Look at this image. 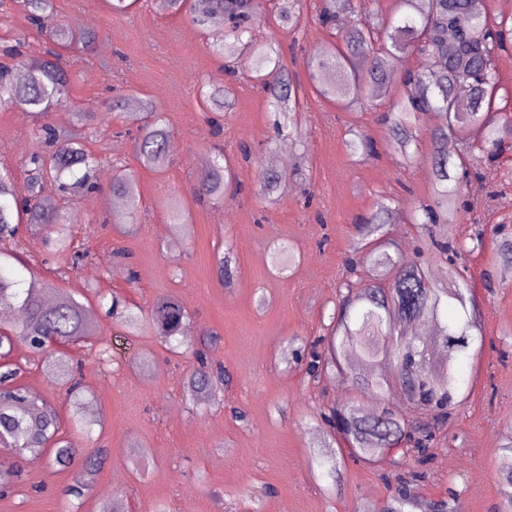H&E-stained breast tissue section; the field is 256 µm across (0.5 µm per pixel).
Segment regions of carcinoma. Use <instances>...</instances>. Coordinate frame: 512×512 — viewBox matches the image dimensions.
I'll use <instances>...</instances> for the list:
<instances>
[{"mask_svg":"<svg viewBox=\"0 0 512 512\" xmlns=\"http://www.w3.org/2000/svg\"><path fill=\"white\" fill-rule=\"evenodd\" d=\"M282 17L293 29L301 27L304 0H287ZM174 12L184 11L197 27L207 30L214 19L224 20V33L216 36L213 51L229 61L244 60L255 79L269 97L274 111L293 124L299 112L301 84L290 77L282 64L280 48L273 37L259 40L252 31L261 21L262 0H163ZM30 23L47 30L49 39L68 53H87L96 35L77 31L54 21L52 0H23ZM355 0H322L319 22L332 29L333 41L310 52L306 67L318 97L332 100L345 108L376 100L377 90L390 75L387 66L396 57L417 53L428 58L426 69L407 71L401 90L390 100L388 130L407 161L415 159L408 152L416 141L419 125L427 122L433 141L441 145L429 157L434 176L433 195L414 205L415 223L429 229L440 220L456 221L460 210L457 201L462 193L460 177L454 170L467 172L464 157L477 153L492 162L507 139H512V110L496 107L499 76L493 57L503 47L502 28L489 20L486 0H400L401 17L387 24L375 25L367 20L350 28H336L341 15L355 11ZM9 60H0V108H21L37 116L69 102L72 75L62 54L47 51V58L32 64L15 61L21 55L23 39L15 38ZM331 70L336 79L323 81ZM459 137L465 155L459 162L448 159V136ZM172 131L156 117L133 137L136 158L141 167L162 170L170 164ZM38 147L26 156L24 164L34 184L32 195L20 200L14 193L12 168L0 165V241L16 238L19 224H36L44 232L43 244L52 258L76 267L88 258L72 241V225L59 210L44 206L38 194L51 183L61 193L81 196L96 191L93 177L98 158L73 133H60L44 125L37 137ZM241 154L254 163L259 190L269 202L280 187L282 173L270 160L255 159L243 145ZM138 172L119 166L112 177V193L126 201L124 211L114 217L116 224L137 222ZM235 182L224 155L215 156L201 177L198 193L212 200L224 199L226 188ZM395 208L383 202L378 212L356 226L360 238L354 244V263L365 264L375 272L376 281L359 286L346 283L348 298L334 324L326 352L312 355L309 373L319 378L330 372L352 376L355 387L368 396L374 408L358 411L346 403L324 420L333 429L334 443L313 450L329 473L338 471L339 446L364 461H376L399 449L402 442L410 447L405 454L424 460L432 456L436 430L443 426L448 410L455 406L460 389V363L467 357L471 330L476 322L462 325L440 324V311L446 299L466 307L467 300L459 288H434L429 281L427 261H410L401 257L397 245L383 240L379 231L394 220ZM435 258L448 265L452 280L460 277L457 263L465 247L449 240L430 238ZM293 249L282 241L270 251L271 265L281 271L290 267ZM235 262L233 246L225 245L216 256L219 277L230 287L231 264ZM22 281L0 265V308H12L19 319L11 324L12 334H0V349H13L20 339L29 349L44 356L43 371L48 381L64 393L71 426L90 434L98 419L87 414L88 397L76 378L77 362L69 353L71 346L97 335L87 306L71 296L45 302L41 287ZM110 314L119 318L128 333L155 336L172 343L182 334L190 314L174 294L159 297L150 309L112 300ZM431 320L437 323L436 336H412L396 328L397 320ZM439 343L448 357L444 371L437 375L430 366L428 345ZM369 363L367 377L353 376L349 366L351 354ZM195 367L189 375L188 394L197 401H211L217 385L224 383V366L208 361L201 350H191ZM391 364V378L382 375ZM22 368L17 364L0 365V447L18 456L45 458L51 466L66 467L75 460L82 462L86 479L67 489V495L80 501L91 490L95 477L110 460L107 448H76L63 437V425L57 409L30 394L18 383ZM397 387L408 405L433 421L409 419L396 411L386 396ZM338 448H333V445ZM500 492L503 512H512V441L501 448L499 461ZM419 503L413 485L400 481L393 495L379 512H411Z\"/></svg>","mask_w":512,"mask_h":512,"instance_id":"carcinoma-1","label":"carcinoma"}]
</instances>
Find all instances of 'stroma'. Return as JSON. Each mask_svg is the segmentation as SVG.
Masks as SVG:
<instances>
[{
  "instance_id": "stroma-1",
  "label": "stroma",
  "mask_w": 512,
  "mask_h": 512,
  "mask_svg": "<svg viewBox=\"0 0 512 512\" xmlns=\"http://www.w3.org/2000/svg\"><path fill=\"white\" fill-rule=\"evenodd\" d=\"M321 5L307 0L300 33L281 21L277 9L264 10L262 28L279 40L285 67L301 78L306 53L331 39L316 18ZM55 13L58 22L95 32L97 47L73 60V107L41 120L0 109V162L17 169V197L28 194L29 175L20 164L36 146L38 122L70 131L75 110L87 105L100 109L84 143L101 157V170L107 173L116 163L136 166L131 137L150 115L111 111L106 102L115 92L158 105L173 133L172 162L162 171L140 170V221L132 232L106 221L117 212L110 179L81 198L69 213L76 243L89 251L80 268L46 260L40 238L25 228L19 232L20 278L39 277L44 297L63 292L84 302L98 341L111 348L107 365L85 347L70 353L81 364L79 381L100 420L93 436L111 449L112 461L75 507L64 491L81 479L79 464L50 468L0 449L7 471L22 474L16 492L0 497V512H98L100 502L110 499L123 512H156L160 505L167 512H378L392 493L397 467L348 458L332 478L311 454L320 439L317 415L360 397V390L336 377L313 381L306 357L292 356L288 345L307 347L326 336L345 283L372 280L371 268L346 267L356 218L371 216L380 203L398 202L401 221L384 231L409 251L420 247L423 234L412 222L411 204L431 193L427 132L416 139V161L406 163L381 109L343 108L320 99L307 84L296 132L282 130V117L247 68L227 75L223 58L206 46L208 31L160 0H139L122 15L111 13L104 0H55ZM9 35L22 36L29 62L49 47L18 6L0 16V51ZM217 87L230 106L216 136L202 95ZM356 132L374 140L373 155L349 154L346 143ZM243 143L255 154L273 155L285 171L275 203L260 198L256 169L240 157ZM217 145L240 189L220 203L201 201L195 188ZM463 190L473 215L432 231L437 239L460 243L469 241L475 224L486 230L481 249L461 263L478 302L479 340L470 347L476 358L469 385L423 466L426 477L416 493L425 500L457 497L460 512H501L498 455L512 420V277L495 257L492 229L503 225L512 232V149ZM171 197L183 205L178 225L163 205ZM283 240L292 245L294 262L281 274L269 253ZM228 242L236 262L227 288L217 277L215 256ZM131 270L137 274L133 284L127 281ZM167 293L178 294L192 314L187 344L199 346L210 333L217 337L207 356L223 364L230 379L212 403L196 405L186 395L191 359L171 354L155 337L127 335L107 313L113 296L148 307ZM142 355L153 358L152 370L137 366ZM12 358L26 366L22 384L65 411L40 357L19 344Z\"/></svg>"
}]
</instances>
